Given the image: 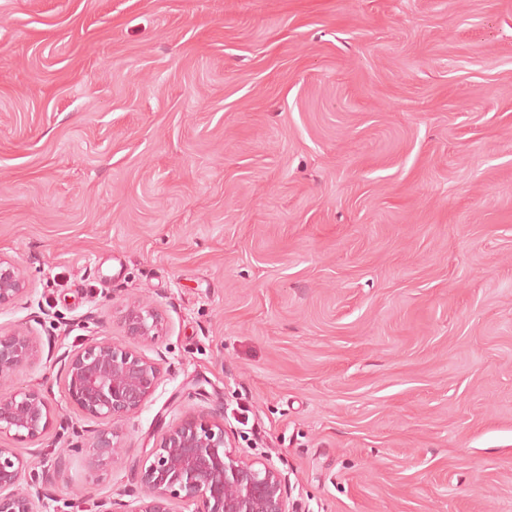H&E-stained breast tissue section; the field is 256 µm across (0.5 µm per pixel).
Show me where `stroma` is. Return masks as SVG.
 <instances>
[{
    "instance_id": "1",
    "label": "stroma",
    "mask_w": 512,
    "mask_h": 512,
    "mask_svg": "<svg viewBox=\"0 0 512 512\" xmlns=\"http://www.w3.org/2000/svg\"><path fill=\"white\" fill-rule=\"evenodd\" d=\"M0 254L48 440L92 425L53 356L165 319L43 512L214 409L297 512H512V0H0ZM26 291V276L21 264L0 255V309L15 304ZM120 323L129 339L137 343H148L162 336L165 319L150 303L134 301L121 310Z\"/></svg>"
}]
</instances>
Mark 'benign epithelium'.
<instances>
[{"label":"benign epithelium","instance_id":"benign-epithelium-1","mask_svg":"<svg viewBox=\"0 0 512 512\" xmlns=\"http://www.w3.org/2000/svg\"><path fill=\"white\" fill-rule=\"evenodd\" d=\"M21 264L0 255V309L25 296ZM124 335L138 343L163 335L165 319L148 302L121 310ZM37 341L28 329L0 327V385L34 364ZM66 399L84 417L101 424L89 446L90 464L111 462L121 452L114 422L138 412L161 378L160 364L133 348L97 336L59 357ZM53 424L47 398L37 388L0 394V437L44 440ZM0 445V512H42L46 474ZM138 505L129 512H294L283 472L266 458H248L233 448L224 413L206 412L170 423L136 470Z\"/></svg>","mask_w":512,"mask_h":512}]
</instances>
